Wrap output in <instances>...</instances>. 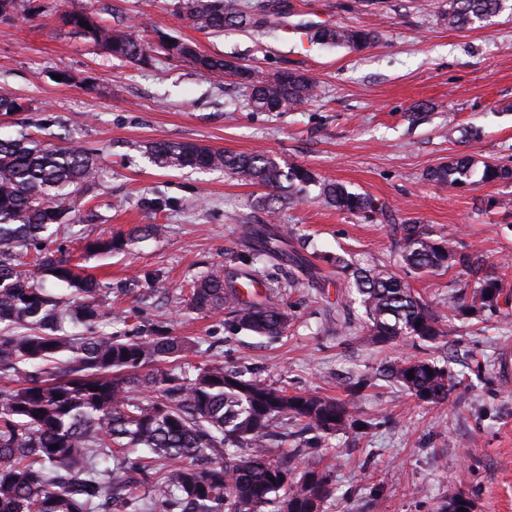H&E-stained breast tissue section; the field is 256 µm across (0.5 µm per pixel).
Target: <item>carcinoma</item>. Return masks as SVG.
<instances>
[{
  "label": "carcinoma",
  "mask_w": 512,
  "mask_h": 512,
  "mask_svg": "<svg viewBox=\"0 0 512 512\" xmlns=\"http://www.w3.org/2000/svg\"><path fill=\"white\" fill-rule=\"evenodd\" d=\"M507 0H448L440 17L464 29L486 20ZM288 0H177L194 27L259 28L286 14ZM27 0H0V20L28 15ZM60 25L98 51L140 66L157 57L187 61L220 77L230 65L189 41L154 31L143 42L103 25L89 7L55 0ZM86 26H81V23ZM322 44L362 49L377 39L371 29L315 28ZM255 112H289L315 96L303 73L275 71L262 78L236 65ZM25 111L19 97L0 94V115ZM145 153L162 168L213 170L270 190L262 204L273 210L281 192L303 199L317 186L341 212L374 220L385 207L340 183L321 182L303 166L281 167L273 157L214 150L189 141H158ZM512 180V167L463 155L427 173L438 185L463 188ZM97 165L87 152L49 146L19 132L0 138V512H319L332 494L328 470H298L274 441L291 437L329 448L336 433L356 425L352 403L316 393H294L246 377L222 365L190 372L179 364L192 344L180 336H105L88 329L112 315L108 287L47 247L72 212L67 198L89 189ZM396 250L405 273L459 267L467 280L451 305L453 320L495 316L504 323L512 302L503 279L484 257L453 233L434 238L417 224L398 225ZM254 252L272 259H302L287 252L288 227L251 225ZM124 246L116 238L89 240L88 252L108 254ZM44 272L66 293L44 287ZM243 282L217 266L203 276L185 303L206 314L229 311L237 326L259 336H278L289 315L272 298L246 301ZM370 335L384 343H434L447 335L433 308L385 265L352 270ZM414 378H408V373ZM389 377L417 400L444 405L458 381L451 369L427 358L392 366ZM59 445L52 450L50 446Z\"/></svg>",
  "instance_id": "carcinoma-1"
}]
</instances>
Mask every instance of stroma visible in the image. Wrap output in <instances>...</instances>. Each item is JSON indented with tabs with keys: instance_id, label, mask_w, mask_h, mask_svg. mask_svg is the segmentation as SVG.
Listing matches in <instances>:
<instances>
[{
	"instance_id": "obj_1",
	"label": "stroma",
	"mask_w": 512,
	"mask_h": 512,
	"mask_svg": "<svg viewBox=\"0 0 512 512\" xmlns=\"http://www.w3.org/2000/svg\"><path fill=\"white\" fill-rule=\"evenodd\" d=\"M100 21L140 35L142 22L191 41L262 76L293 70L317 96L292 112H254L238 79H215L193 64L159 60L141 68L98 52L61 27L53 0H31L28 17L0 21V94L28 103L0 116V135L25 131L45 143L92 153L99 179L55 242L72 263L112 286V319L98 333L140 336L160 328L194 342L191 366L217 363L249 377L322 396L351 399L362 433L345 430L334 453L311 449L301 466L331 470L335 491L321 512H439L455 496L472 512H512V326L482 323L431 345L379 343L357 302L345 301L334 259L393 266L395 227L432 234L455 229L512 284V182L448 189L431 168L460 155L512 166V11L451 29L444 0H288L285 17L261 30L208 34L175 0H75ZM375 30L369 48L326 46L311 26ZM66 80H59V73ZM158 140L261 154L300 165L382 203L393 220L370 222L326 204L318 188L269 214L265 188L221 172L162 169L144 153ZM274 222L306 244V267L291 288L276 260H254L246 228ZM159 224L107 257L86 240ZM250 266L292 321L283 336L240 330L227 315L186 308L194 281L220 266ZM460 269L409 275L415 292L448 318ZM407 357L450 365L459 385L444 406L407 395L381 377ZM486 369L475 372L476 362ZM372 381L362 389L361 375Z\"/></svg>"
}]
</instances>
